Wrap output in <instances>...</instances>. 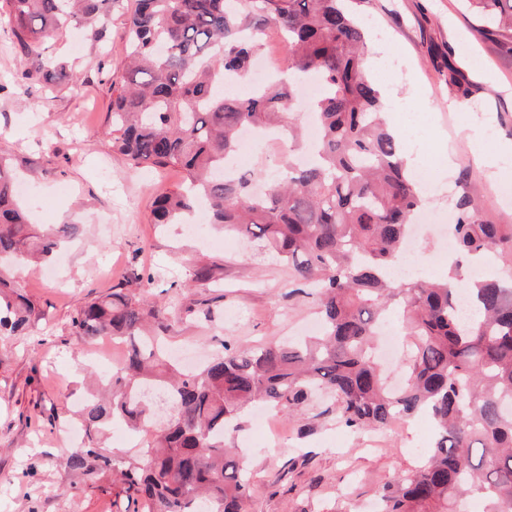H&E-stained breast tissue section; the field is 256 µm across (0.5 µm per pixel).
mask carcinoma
Wrapping results in <instances>:
<instances>
[{"instance_id":"carcinoma-1","label":"carcinoma","mask_w":512,"mask_h":512,"mask_svg":"<svg viewBox=\"0 0 512 512\" xmlns=\"http://www.w3.org/2000/svg\"><path fill=\"white\" fill-rule=\"evenodd\" d=\"M14 46L26 56L67 27L100 34L123 0H7ZM344 0H133L125 23L130 62L111 82L112 152L134 169L175 167L182 182L161 189L156 224H180L199 200L224 233L258 240L312 289L323 328L288 345L238 350L225 343L199 369L183 372L164 340L145 331L164 307L138 288L159 287L149 274L112 286L76 310L72 333L126 345L105 383L109 396L82 406L92 435L121 419L134 429L161 426L160 445L127 457L84 444L66 464L97 481L112 472L114 512H245L250 477L240 449L224 436L241 428L261 399L293 412L317 392L331 396L336 422L356 431L425 415L434 424L427 453L380 493L378 512H512V272L467 285L471 316L456 309L458 274L431 282L393 277L400 247L422 199L401 144L381 112L377 83L363 67L365 35ZM486 28L512 36V0H466ZM278 28L288 57L278 82L244 97L224 96V78H242L265 31ZM50 84L64 68L42 61L23 71ZM307 75L323 87L313 111L320 128L305 167L285 164L257 194L255 177L226 171L245 127L277 129L289 151L302 144L290 111L293 85ZM452 232L459 252H493L512 265V224L482 220L466 192ZM78 225L40 233L20 204L9 159L0 156V335H21L41 311L17 285L20 269L38 268ZM213 266L195 264L190 283L207 288ZM402 318L406 383L387 386L374 355L376 328L391 307Z\"/></svg>"}]
</instances>
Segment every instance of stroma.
<instances>
[{"mask_svg":"<svg viewBox=\"0 0 512 512\" xmlns=\"http://www.w3.org/2000/svg\"><path fill=\"white\" fill-rule=\"evenodd\" d=\"M389 36L403 72L391 88L407 105L397 112L421 146L439 184L468 177L482 218L512 224V182L492 183L471 156L474 138L493 127L512 142V40L488 32L463 0H350ZM123 11L115 10L101 37L72 29L45 39L41 59L64 63L68 76L48 85L20 79L30 68L11 43L10 20L0 9V154L28 193L32 224H76L61 280L21 276L23 291L44 313L29 335L0 338V512H112V477L84 483L65 462L67 432L85 441L76 417L89 379L80 363L93 339L72 335L71 318L113 285L152 274L171 309L164 335L173 349L205 358L221 341L246 348L281 342L315 321L312 297L296 292L289 267L257 243L230 240L208 228L184 234L178 225L151 222L155 191L180 180L176 171L128 170L112 153L110 84L126 66ZM456 66L471 85L468 98L448 88ZM423 110L409 107L411 99ZM452 154V171L443 157ZM217 262L209 288L187 289L197 259ZM212 299L213 320L185 309ZM318 400L262 429L245 416L237 435L249 448L251 488L246 512H370L377 495L414 469L431 444L433 425L419 416L390 430L378 448L337 423Z\"/></svg>","mask_w":512,"mask_h":512,"instance_id":"1","label":"stroma"}]
</instances>
